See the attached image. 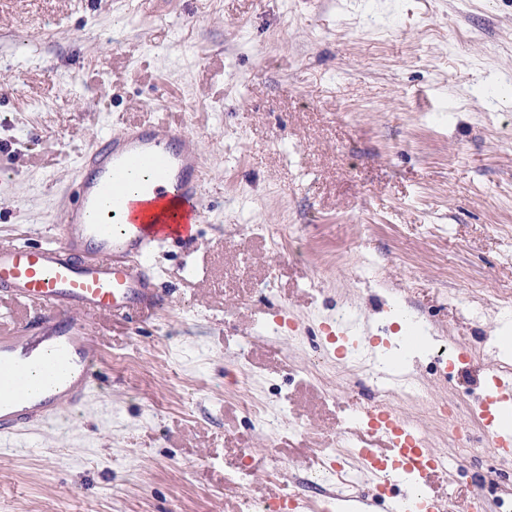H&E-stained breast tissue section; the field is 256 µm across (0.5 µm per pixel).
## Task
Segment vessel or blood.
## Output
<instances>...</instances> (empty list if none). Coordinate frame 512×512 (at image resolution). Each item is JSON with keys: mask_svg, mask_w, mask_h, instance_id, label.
<instances>
[{"mask_svg": "<svg viewBox=\"0 0 512 512\" xmlns=\"http://www.w3.org/2000/svg\"><path fill=\"white\" fill-rule=\"evenodd\" d=\"M205 166L199 140L184 128L144 122L100 136L81 161L56 240L0 241V298L35 304L18 327L0 332V442L80 408L101 383L102 359L91 328L103 317L146 320L164 306L147 261L155 249L192 243L205 219ZM383 388L404 375L394 360H375ZM482 407L499 409L491 453L512 460V378L493 376ZM386 410L359 415L387 452L359 451L381 472L375 485L385 512H444L431 494L445 468Z\"/></svg>", "mask_w": 512, "mask_h": 512, "instance_id": "b4317fda", "label": "vessel or blood"}]
</instances>
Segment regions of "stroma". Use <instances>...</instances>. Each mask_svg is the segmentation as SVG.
Here are the masks:
<instances>
[{
	"label": "stroma",
	"mask_w": 512,
	"mask_h": 512,
	"mask_svg": "<svg viewBox=\"0 0 512 512\" xmlns=\"http://www.w3.org/2000/svg\"><path fill=\"white\" fill-rule=\"evenodd\" d=\"M159 114L201 140L206 220L155 251L153 319L94 325L102 383L83 407L0 446V512L290 494L336 512L315 477L383 445L361 408L425 413L450 512L475 494L512 512L485 419L459 413L458 448L431 415L512 364V0H0V239L53 240L81 156ZM344 308L353 341L328 344ZM414 333L468 356L449 372L410 356L416 402L349 372ZM319 360L343 379L316 381Z\"/></svg>",
	"instance_id": "obj_1"
}]
</instances>
